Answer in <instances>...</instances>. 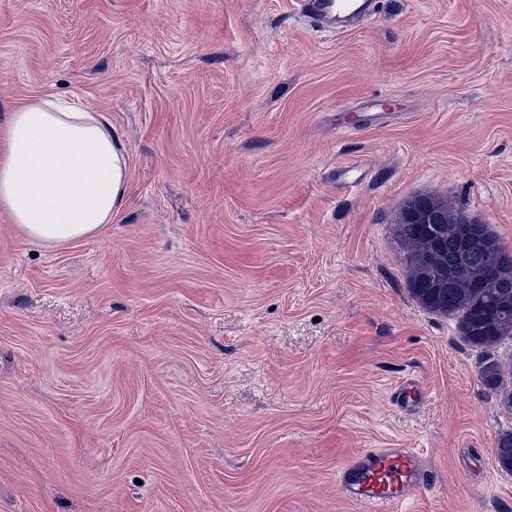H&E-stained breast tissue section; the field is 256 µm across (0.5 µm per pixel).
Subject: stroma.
<instances>
[{"label": "stroma", "mask_w": 512, "mask_h": 512, "mask_svg": "<svg viewBox=\"0 0 512 512\" xmlns=\"http://www.w3.org/2000/svg\"><path fill=\"white\" fill-rule=\"evenodd\" d=\"M47 95L129 158L60 246L0 210V512H364L372 448L431 478L391 512H512V410L406 286L434 195L512 248V0H0V124ZM357 168L358 180L340 178ZM301 12L317 30L335 32L354 18L367 20L373 14V0H299Z\"/></svg>", "instance_id": "35a3bbf8"}]
</instances>
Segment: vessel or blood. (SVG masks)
I'll use <instances>...</instances> for the list:
<instances>
[{
  "instance_id": "vessel-or-blood-1",
  "label": "vessel or blood",
  "mask_w": 512,
  "mask_h": 512,
  "mask_svg": "<svg viewBox=\"0 0 512 512\" xmlns=\"http://www.w3.org/2000/svg\"><path fill=\"white\" fill-rule=\"evenodd\" d=\"M303 15L316 29L335 32L354 18L369 19L373 0H299ZM427 465L409 448H377L362 460L340 470L338 485L346 498L367 505L369 512H389L391 505L409 499L426 483Z\"/></svg>"
}]
</instances>
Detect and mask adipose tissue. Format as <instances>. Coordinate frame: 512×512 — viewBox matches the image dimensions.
Wrapping results in <instances>:
<instances>
[{"label":"adipose tissue","instance_id":"adipose-tissue-1","mask_svg":"<svg viewBox=\"0 0 512 512\" xmlns=\"http://www.w3.org/2000/svg\"><path fill=\"white\" fill-rule=\"evenodd\" d=\"M128 158L102 116L61 98L17 107L0 127V210L50 245L111 223L127 193Z\"/></svg>","mask_w":512,"mask_h":512}]
</instances>
